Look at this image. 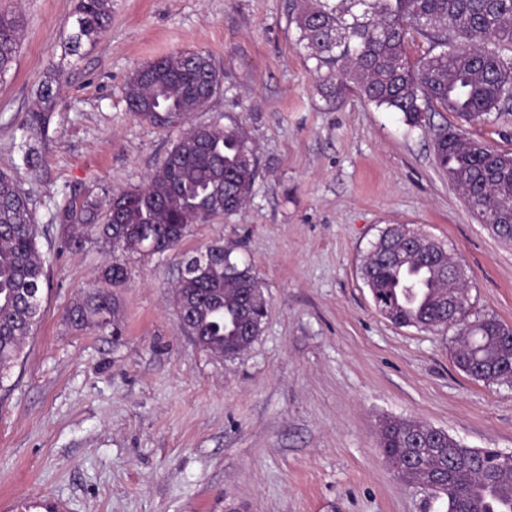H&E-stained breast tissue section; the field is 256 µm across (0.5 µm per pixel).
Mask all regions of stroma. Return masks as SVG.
<instances>
[{
  "label": "stroma",
  "mask_w": 512,
  "mask_h": 512,
  "mask_svg": "<svg viewBox=\"0 0 512 512\" xmlns=\"http://www.w3.org/2000/svg\"><path fill=\"white\" fill-rule=\"evenodd\" d=\"M75 0H0L21 43L0 82V171L14 176L48 258L42 316L0 388V512L33 500L66 512H438L378 446L389 418L422 421L471 448L512 453V384L452 360L456 331L400 327L375 308L361 267L394 224L465 265L470 318L512 326V243L469 214L436 164V130L358 92L331 101L296 46L289 0H112L95 44L68 56ZM209 54L222 89L184 124L139 121L124 98L140 65ZM61 68L39 163L19 144L37 90ZM247 137L258 176L245 207L191 225L178 251L122 256L98 236L68 246L56 218L143 185L184 127ZM223 243L251 266L269 304L241 357L199 347L171 302L178 252ZM129 278L122 331L73 327L66 312L112 261Z\"/></svg>",
  "instance_id": "35a3bbf8"
}]
</instances>
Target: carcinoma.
Here are the masks:
<instances>
[{
	"label": "carcinoma",
	"mask_w": 512,
	"mask_h": 512,
	"mask_svg": "<svg viewBox=\"0 0 512 512\" xmlns=\"http://www.w3.org/2000/svg\"><path fill=\"white\" fill-rule=\"evenodd\" d=\"M295 16L296 46L315 62L323 93L334 101L358 90L369 102L404 115L418 127L427 112L452 113L459 123L434 136V156L461 193L469 213L505 242H512V152L470 137L463 125L486 121L512 104V0H300ZM112 0H75L74 26L66 50L77 55L94 44L111 18ZM22 20L0 13V82L19 51ZM427 40L420 64L407 56L408 35ZM59 74L39 90L27 136L20 144L26 164H37L35 143L48 131L56 105ZM221 83L210 57L180 53L145 64L124 88L128 110L164 126L203 108L211 99L205 86ZM257 173L253 149L236 127L212 124L189 128L147 183L112 197L107 209L95 199L59 212L70 243L82 245L95 233L128 254L175 249L189 226L241 210ZM39 226L13 177L0 172V384L18 360L41 316L47 283L38 248ZM194 270L179 258L183 272L172 301L185 331L211 353L236 358L260 335L268 304L258 278L239 265L224 245L207 246ZM456 260L443 244L407 240L402 228L380 235L363 265V279L380 311L401 326L457 327L456 366L474 380L512 381V327L493 316L449 320L448 292L467 291L466 281L449 274ZM128 278L115 261L102 271L101 284L67 311L76 326L112 327L119 333L121 305L116 289ZM414 420H386L379 447L397 476L444 502L446 512H512V461L496 451L448 442L437 433L409 441Z\"/></svg>",
	"instance_id": "1"
}]
</instances>
